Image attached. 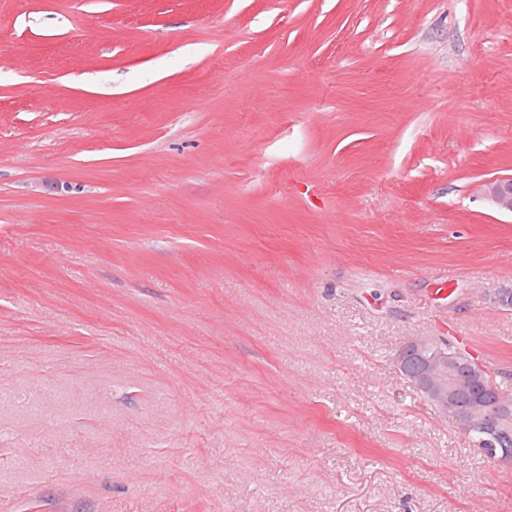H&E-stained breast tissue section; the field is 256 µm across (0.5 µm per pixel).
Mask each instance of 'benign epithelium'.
Instances as JSON below:
<instances>
[{
  "mask_svg": "<svg viewBox=\"0 0 512 512\" xmlns=\"http://www.w3.org/2000/svg\"><path fill=\"white\" fill-rule=\"evenodd\" d=\"M483 193L497 210L512 214V178L486 182ZM392 363L437 413L446 416L453 410L456 422L466 429L478 425L495 435L496 424L512 411V399L501 392L484 396L480 405L463 400L466 391L455 363L426 336H417L398 348Z\"/></svg>",
  "mask_w": 512,
  "mask_h": 512,
  "instance_id": "obj_1",
  "label": "benign epithelium"
}]
</instances>
